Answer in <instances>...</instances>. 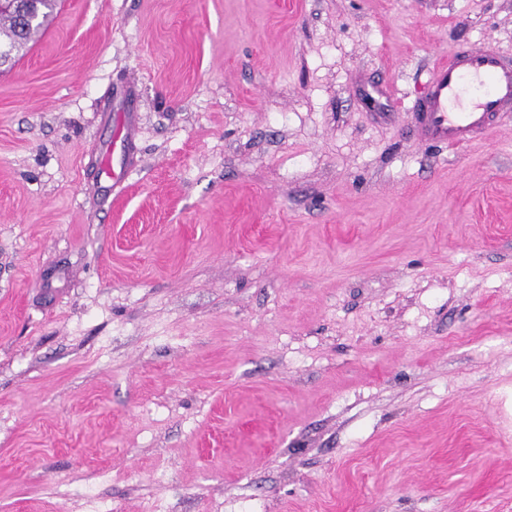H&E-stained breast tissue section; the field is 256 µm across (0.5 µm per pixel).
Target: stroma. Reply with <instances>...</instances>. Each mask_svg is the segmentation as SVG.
<instances>
[{
	"instance_id": "35a3bbf8",
	"label": "stroma",
	"mask_w": 512,
	"mask_h": 512,
	"mask_svg": "<svg viewBox=\"0 0 512 512\" xmlns=\"http://www.w3.org/2000/svg\"><path fill=\"white\" fill-rule=\"evenodd\" d=\"M486 42L512 0H61L0 69V512H512V115L409 110ZM122 130H123V153H125V149L127 148V166L132 167L129 162L130 157V148L135 144L137 129H138V118L137 113L130 111L123 112L122 114ZM113 150L112 145H108L104 151V172L106 176L110 179L111 183L109 189L112 192H116L119 194L122 191L123 184L125 182V177L127 176L129 170L128 167L124 164V160L119 165L118 169H114L113 166Z\"/></svg>"
}]
</instances>
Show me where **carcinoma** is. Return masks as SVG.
Segmentation results:
<instances>
[{
  "instance_id": "1",
  "label": "carcinoma",
  "mask_w": 512,
  "mask_h": 512,
  "mask_svg": "<svg viewBox=\"0 0 512 512\" xmlns=\"http://www.w3.org/2000/svg\"><path fill=\"white\" fill-rule=\"evenodd\" d=\"M59 0H12V8L0 11V61L27 47L45 29Z\"/></svg>"
}]
</instances>
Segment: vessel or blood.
Returning <instances> with one entry per match:
<instances>
[{"mask_svg":"<svg viewBox=\"0 0 512 512\" xmlns=\"http://www.w3.org/2000/svg\"><path fill=\"white\" fill-rule=\"evenodd\" d=\"M411 110L415 131L424 143L464 147L512 114V60L492 46L462 44L434 63L424 97ZM112 149L104 151V172L113 192H121L127 166H114Z\"/></svg>","mask_w":512,"mask_h":512,"instance_id":"obj_1","label":"vessel or blood"}]
</instances>
